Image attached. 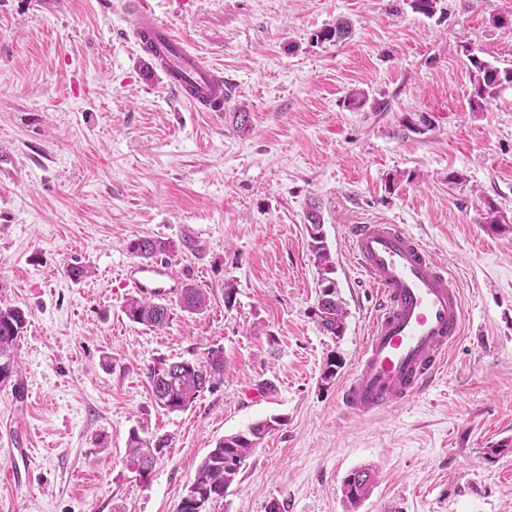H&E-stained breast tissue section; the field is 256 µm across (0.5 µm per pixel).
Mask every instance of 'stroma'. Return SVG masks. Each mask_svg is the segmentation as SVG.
<instances>
[{
    "label": "stroma",
    "instance_id": "obj_1",
    "mask_svg": "<svg viewBox=\"0 0 512 512\" xmlns=\"http://www.w3.org/2000/svg\"><path fill=\"white\" fill-rule=\"evenodd\" d=\"M128 4L0 0V307L26 317L0 383V512H176L217 440L273 417L211 512H512V88L472 106L467 61L512 67L496 24L512 0H440L430 18L408 0H153L231 84L219 115L144 79ZM339 17L352 38L316 43ZM354 90L367 105L348 107ZM314 206L347 311L337 337L316 317ZM379 223L459 280L465 332L429 391L360 419L339 391L375 293L346 228ZM137 237L179 243L168 263L209 290L203 314L173 308L159 332L127 318ZM214 348V387L158 409L150 369ZM134 429L169 439L144 478L126 462ZM360 468L376 482L353 506L341 487Z\"/></svg>",
    "mask_w": 512,
    "mask_h": 512
}]
</instances>
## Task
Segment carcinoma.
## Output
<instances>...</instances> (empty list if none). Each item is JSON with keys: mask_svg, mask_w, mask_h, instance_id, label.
I'll list each match as a JSON object with an SVG mask.
<instances>
[{"mask_svg": "<svg viewBox=\"0 0 512 512\" xmlns=\"http://www.w3.org/2000/svg\"><path fill=\"white\" fill-rule=\"evenodd\" d=\"M350 34L349 22L339 20L336 25L318 31L315 37L319 43H340L346 41ZM469 63L472 67L471 104L482 107L485 103L496 100L504 90L512 88V67H498L474 54L469 56ZM306 227L310 238V251L317 266L323 271L322 280L331 284L333 278L330 274L334 273V259L326 245L319 211L308 213ZM127 250L145 263H154L162 255H173L176 246L161 239L138 237L129 241ZM207 303V292L191 283L182 286L176 300L179 308L189 314L203 313ZM125 312L132 322L153 330L165 328L172 318L169 304L145 296L129 299ZM346 316V309L338 297L337 288L334 287L325 294L324 301L318 302L319 325L327 333L340 336L345 329ZM25 323L26 318L20 308H0V378L12 374L16 367L15 351ZM223 375L224 354L220 349L209 351L207 358L200 362L183 360L154 368L150 371L154 402L163 411L183 410ZM279 424L281 421L277 418L259 421L244 432L218 440L198 465L194 479L181 498L176 512H194L193 502L200 496H206L214 503L223 500L240 473L237 462L243 463L249 459L265 435L273 430V426ZM168 444L167 437L151 440L134 430L128 437L127 461L140 475L150 472L162 449ZM373 481L374 477L369 470H355L343 481V496L349 503L356 505L368 497Z\"/></svg>", "mask_w": 512, "mask_h": 512, "instance_id": "obj_1", "label": "carcinoma"}]
</instances>
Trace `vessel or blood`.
<instances>
[{
	"instance_id": "obj_1",
	"label": "vessel or blood",
	"mask_w": 512,
	"mask_h": 512,
	"mask_svg": "<svg viewBox=\"0 0 512 512\" xmlns=\"http://www.w3.org/2000/svg\"><path fill=\"white\" fill-rule=\"evenodd\" d=\"M132 39L147 75L162 74L198 112H220L228 98L224 75L190 51L148 0H136ZM352 254L377 294L367 334L341 401L352 416L369 417L426 392L464 328L459 283L444 264L397 224H353ZM126 287L169 298L180 287L168 264L133 263Z\"/></svg>"
}]
</instances>
